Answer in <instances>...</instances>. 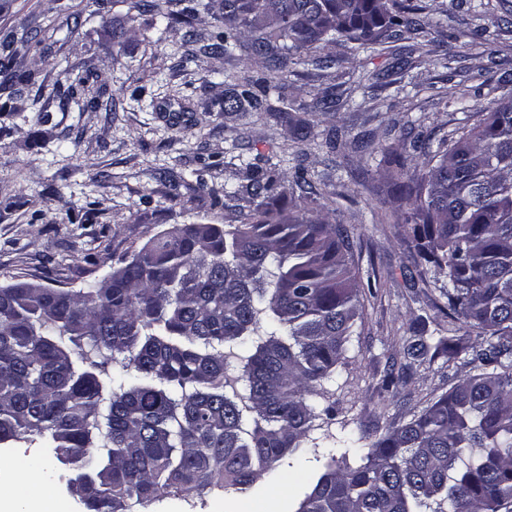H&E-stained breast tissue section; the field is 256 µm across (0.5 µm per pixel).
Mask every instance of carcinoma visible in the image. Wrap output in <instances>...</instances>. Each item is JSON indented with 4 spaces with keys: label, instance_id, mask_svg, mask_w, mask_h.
I'll list each match as a JSON object with an SVG mask.
<instances>
[{
    "label": "carcinoma",
    "instance_id": "1",
    "mask_svg": "<svg viewBox=\"0 0 512 512\" xmlns=\"http://www.w3.org/2000/svg\"><path fill=\"white\" fill-rule=\"evenodd\" d=\"M170 19L202 0H135ZM413 0H223L222 29L202 46L264 58L224 94L226 112L288 120L270 90L295 65L328 67L337 41L374 52L416 25ZM0 41V91L31 80ZM98 75L67 96L99 107ZM323 94L299 108L327 112ZM451 104L458 128L413 144L426 169L401 185L421 258L448 279L449 310L489 348L474 371L375 441L335 435L318 412L361 318L347 231L265 203L242 224H176L112 274L77 291L0 288V445L41 439L66 483L86 481L85 512H132L171 496L245 493L257 477L311 460L323 471L294 512H512V91ZM276 179L249 174L270 197ZM422 338L407 358L426 359Z\"/></svg>",
    "mask_w": 512,
    "mask_h": 512
}]
</instances>
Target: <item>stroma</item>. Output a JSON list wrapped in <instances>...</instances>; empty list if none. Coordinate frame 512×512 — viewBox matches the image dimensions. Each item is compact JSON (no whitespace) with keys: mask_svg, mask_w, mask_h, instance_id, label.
<instances>
[{"mask_svg":"<svg viewBox=\"0 0 512 512\" xmlns=\"http://www.w3.org/2000/svg\"><path fill=\"white\" fill-rule=\"evenodd\" d=\"M414 2L421 28L401 42L404 74L393 72L391 52L331 46V67L294 66L283 92L304 101L330 93L335 110H296L284 124L268 112L220 110L228 84L267 71L257 59L186 60L213 31L209 15L184 23L134 9L133 0H0V40L54 30L51 40L15 43L12 67L35 78L14 95L0 92V284L17 277L77 290L173 225L242 223L255 208L244 190L251 164L279 182L269 208L327 207L349 236L362 317L336 368L333 431L375 440L410 420L471 371L472 348L487 341L449 313L447 278L414 249L415 219L395 161L416 159L413 141L457 127V112L443 104L451 93L493 98L502 79L512 80V22L500 8L476 15L467 0ZM477 28L487 45L468 38ZM78 69L99 74L111 109L82 111L65 99ZM298 164L311 193L293 182ZM418 329L432 344L455 336L461 352L407 365L403 347ZM393 368L401 376L390 386ZM56 465L39 441L0 447V482L20 471L38 491ZM318 473L285 467L276 484L259 477L245 495L168 497L138 512H241L246 497L261 499L265 512H286Z\"/></svg>","mask_w":512,"mask_h":512,"instance_id":"obj_1","label":"stroma"}]
</instances>
